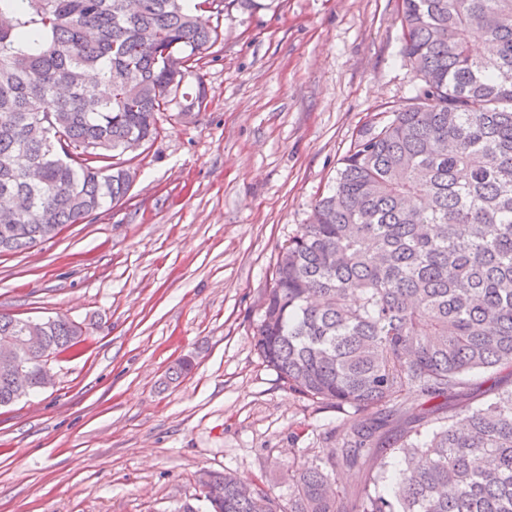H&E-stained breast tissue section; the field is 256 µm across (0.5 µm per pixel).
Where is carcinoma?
I'll return each mask as SVG.
<instances>
[{
    "label": "carcinoma",
    "instance_id": "cac0c4a2",
    "mask_svg": "<svg viewBox=\"0 0 512 512\" xmlns=\"http://www.w3.org/2000/svg\"><path fill=\"white\" fill-rule=\"evenodd\" d=\"M135 2L0 0L5 250L123 200L130 142L156 138L181 97L206 106L202 81L180 90L220 40L205 16L217 0ZM400 22L414 95L358 136L288 239L253 336L289 390L359 418L288 464L283 505L200 472L208 512H512V389L470 383L512 368V0H401ZM45 324L57 354L83 342L65 316ZM24 325L0 313V336ZM20 360L40 389L43 363Z\"/></svg>",
    "mask_w": 512,
    "mask_h": 512
}]
</instances>
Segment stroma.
I'll return each mask as SVG.
<instances>
[{"label": "stroma", "instance_id": "obj_1", "mask_svg": "<svg viewBox=\"0 0 512 512\" xmlns=\"http://www.w3.org/2000/svg\"><path fill=\"white\" fill-rule=\"evenodd\" d=\"M231 0L198 77L164 112L122 201L0 255V312L82 327L53 381L0 407V512H174L200 470L288 499L287 467L348 422L254 348L278 253L360 132L405 104L400 0ZM191 369L168 373L180 360Z\"/></svg>", "mask_w": 512, "mask_h": 512}]
</instances>
